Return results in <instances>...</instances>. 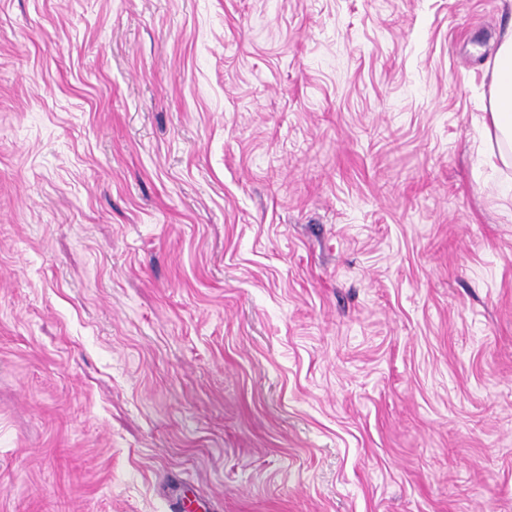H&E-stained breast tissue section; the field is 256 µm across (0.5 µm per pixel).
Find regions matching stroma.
Here are the masks:
<instances>
[{
  "label": "stroma",
  "mask_w": 512,
  "mask_h": 512,
  "mask_svg": "<svg viewBox=\"0 0 512 512\" xmlns=\"http://www.w3.org/2000/svg\"><path fill=\"white\" fill-rule=\"evenodd\" d=\"M512 0H0V512H512ZM496 59L490 97L491 122L497 139H508L512 143V25L503 34Z\"/></svg>",
  "instance_id": "obj_1"
}]
</instances>
